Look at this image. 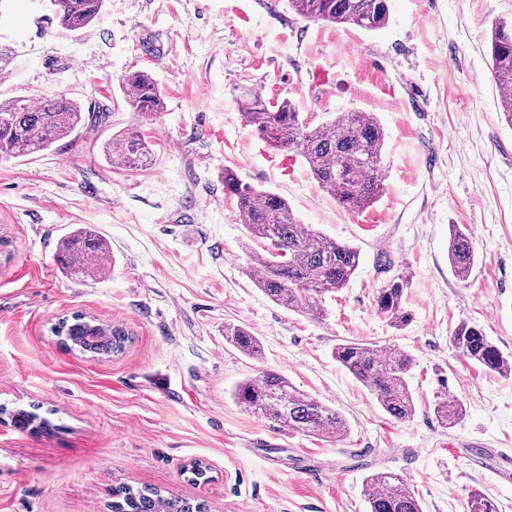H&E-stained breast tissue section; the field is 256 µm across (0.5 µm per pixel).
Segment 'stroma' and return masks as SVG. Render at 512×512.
Masks as SVG:
<instances>
[{
    "label": "stroma",
    "mask_w": 512,
    "mask_h": 512,
    "mask_svg": "<svg viewBox=\"0 0 512 512\" xmlns=\"http://www.w3.org/2000/svg\"><path fill=\"white\" fill-rule=\"evenodd\" d=\"M512 0H390L388 25L366 31L301 19L288 0H106L92 24L60 32L47 0H0V101L62 96L111 103L106 123L73 145L0 159V512H108L121 485L208 501L211 512H369L370 471L398 472L424 512H465L472 493L512 512V374L462 356L459 321L512 354V129L491 77V26ZM145 70L166 108L125 107L119 81ZM329 82L318 85L314 73ZM289 99L312 123L374 113L385 132L384 191L367 210L339 207L304 159L273 150L237 107L243 89ZM153 144L149 169H112L101 144L120 129ZM286 199L296 216L355 246L360 266L328 299L325 319L292 312L255 287L246 230L224 172ZM463 225L478 260L467 280L448 266V227ZM92 227L108 243L99 278L63 274L62 235ZM410 283L407 327L375 296ZM81 312L130 334L122 354L83 355L50 328ZM239 325L261 360L224 339ZM409 354L416 402L398 421L335 360L337 343ZM274 371L336 408L342 438L259 418L237 383ZM462 402L448 428L440 395ZM40 404L50 427H14ZM200 462L209 481H192Z\"/></svg>",
    "instance_id": "1"
}]
</instances>
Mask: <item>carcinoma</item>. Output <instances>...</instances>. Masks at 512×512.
<instances>
[{
	"label": "carcinoma",
	"instance_id": "1",
	"mask_svg": "<svg viewBox=\"0 0 512 512\" xmlns=\"http://www.w3.org/2000/svg\"><path fill=\"white\" fill-rule=\"evenodd\" d=\"M290 7L309 21L353 25L373 31L389 20V0H289ZM105 0H61L55 12L61 28L76 32L102 12ZM491 69L500 90V105L506 124L512 128V21H496L490 36ZM120 93L126 106L143 116L164 109V94L156 79L138 70L122 78ZM247 123L270 146L299 154L315 181L330 191L346 210L362 212L379 199L383 182L381 163L385 145L383 129L370 112H338L315 126L306 122L295 105L282 99L274 103L260 93L245 90L238 102ZM111 112V107L93 104L89 109L67 98L46 99L37 105L24 96L0 102V159L23 161L70 138L88 122ZM110 167L139 170L148 166L152 144L135 131L117 132L104 145ZM224 193L235 201L236 215L247 230V269L255 285L272 301L290 311L316 318L327 314L326 298L346 287L360 265V251L331 239L294 216L288 202L278 194L258 190L224 170ZM57 262L66 274L90 277L107 272L112 257L107 242L90 227L68 232L57 248ZM476 262L468 234L458 224L449 225L448 264L454 274L467 278ZM409 281L397 274L378 289L376 306L397 330L410 321L403 301ZM61 344L81 353L110 356L124 350L128 332L120 326L100 327V321L73 312L51 326ZM224 339L250 359L262 356L259 339L239 326L224 327ZM451 345L485 369L512 374V357L503 353L483 330L467 321L456 325ZM333 356L356 380L366 386L391 417L406 421L416 411L407 376L413 366L408 354L374 343L344 340ZM232 396L253 415L270 419L304 433L348 431L345 418L336 409L300 391L276 372L239 383ZM38 407L9 413L15 425L40 429L46 424ZM436 417L451 426L463 414L456 399L445 398L434 408ZM370 512H423L415 490L397 473L379 470L365 482ZM111 512H209L206 503L164 495L153 487L125 486L112 492ZM467 512H496L495 504L480 494L471 496Z\"/></svg>",
	"mask_w": 512,
	"mask_h": 512
}]
</instances>
